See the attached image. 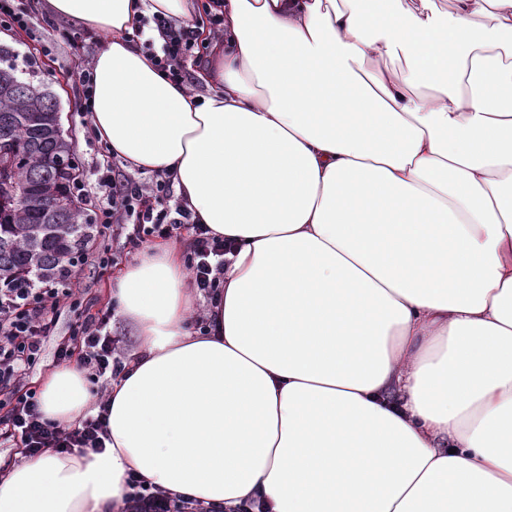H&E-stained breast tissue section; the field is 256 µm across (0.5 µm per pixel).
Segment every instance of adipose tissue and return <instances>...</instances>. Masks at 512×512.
Returning a JSON list of instances; mask_svg holds the SVG:
<instances>
[{
	"label": "adipose tissue",
	"instance_id": "1",
	"mask_svg": "<svg viewBox=\"0 0 512 512\" xmlns=\"http://www.w3.org/2000/svg\"><path fill=\"white\" fill-rule=\"evenodd\" d=\"M224 0L172 80L127 39L198 0H48L109 35L91 126L231 243L193 330L178 244L112 297L139 349L99 452L0 480V512H121L129 477L235 512H512V0ZM93 403L77 367L40 410Z\"/></svg>",
	"mask_w": 512,
	"mask_h": 512
}]
</instances>
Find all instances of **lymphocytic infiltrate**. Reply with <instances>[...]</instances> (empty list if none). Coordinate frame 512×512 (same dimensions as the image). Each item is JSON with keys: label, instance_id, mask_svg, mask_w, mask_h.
Wrapping results in <instances>:
<instances>
[{"label": "lymphocytic infiltrate", "instance_id": "1", "mask_svg": "<svg viewBox=\"0 0 512 512\" xmlns=\"http://www.w3.org/2000/svg\"><path fill=\"white\" fill-rule=\"evenodd\" d=\"M154 53L155 63L177 82H184V65L192 57L196 41L188 27L161 16L142 19L132 36ZM98 178L92 184L77 185V192L88 196L94 209L92 240L112 235L124 237L128 249L136 251L155 238L171 236L184 230L190 236L189 264L193 285L207 294L216 286L224 268L225 246L211 237L205 225L195 223L191 213L174 198V179L167 173L149 180L112 176L111 151L100 145ZM76 272L66 266L42 288L0 289V391L14 390L27 371L41 360L51 336L57 333L59 310L73 292L69 283ZM109 311L85 317L71 331L72 341L57 346V363L79 359L92 376L104 381L117 379L125 362L116 356L114 341L108 331ZM8 440L21 454L35 456L48 450L71 452L104 448L107 430L104 415L84 418L74 428L45 420L31 393L12 402L0 418ZM124 499V512H218L206 501L174 498L166 491L130 480Z\"/></svg>", "mask_w": 512, "mask_h": 512}]
</instances>
